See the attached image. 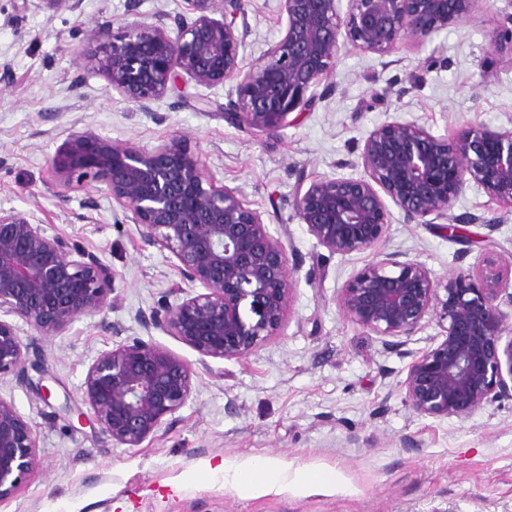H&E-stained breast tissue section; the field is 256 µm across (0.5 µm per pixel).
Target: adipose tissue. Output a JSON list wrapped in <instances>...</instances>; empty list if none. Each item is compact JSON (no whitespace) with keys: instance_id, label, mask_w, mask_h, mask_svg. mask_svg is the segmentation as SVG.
Wrapping results in <instances>:
<instances>
[{"instance_id":"obj_1","label":"adipose tissue","mask_w":512,"mask_h":512,"mask_svg":"<svg viewBox=\"0 0 512 512\" xmlns=\"http://www.w3.org/2000/svg\"><path fill=\"white\" fill-rule=\"evenodd\" d=\"M224 481L239 492L249 496H260L276 489L281 483H288L295 492H309L316 480L302 470H287L282 464L264 457H257L239 466L224 469Z\"/></svg>"}]
</instances>
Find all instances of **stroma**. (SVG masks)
I'll return each mask as SVG.
<instances>
[{
  "label": "stroma",
  "instance_id": "obj_1",
  "mask_svg": "<svg viewBox=\"0 0 512 512\" xmlns=\"http://www.w3.org/2000/svg\"><path fill=\"white\" fill-rule=\"evenodd\" d=\"M80 0L76 11L48 10L43 0H0V209L68 236L111 266L113 308L83 316L61 335L31 337L41 352L28 380L0 378V395L38 433L39 469L0 501V512H512V395L466 420L417 415L402 386L414 355L440 329L427 317L410 336L368 334L342 315L337 292L376 253L418 260L438 281L475 263L486 241L512 251V215L495 226L497 204L464 189L451 221L404 223L393 211L376 250L332 255L318 245L293 205L299 175L360 177L368 134L392 121H413L452 136L467 122L512 128V51L496 33L512 0H476L469 19L432 38L401 40L380 56L348 48L336 89L314 87L315 105L271 137L224 121L228 86L191 79L142 112L73 53L86 30L105 33L137 18L184 12V0ZM245 63L258 60L286 28L279 0H251ZM130 140L151 150L185 135L217 185L239 190L285 242L294 268V298L280 336L241 359L202 364L190 346L144 329L150 312L179 282L175 258L143 246L106 186L73 176L55 185L49 160L76 130ZM140 338L191 365L193 395L177 423L140 447L112 444L81 424L74 406L90 364L104 351ZM411 438L415 447H403ZM257 456L283 460L314 475L335 474L327 494L283 490L245 497L216 468Z\"/></svg>",
  "mask_w": 512,
  "mask_h": 512
}]
</instances>
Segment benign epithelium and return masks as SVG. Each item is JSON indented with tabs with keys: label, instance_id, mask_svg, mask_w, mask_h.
Instances as JSON below:
<instances>
[{
	"label": "benign epithelium",
	"instance_id": "obj_1",
	"mask_svg": "<svg viewBox=\"0 0 512 512\" xmlns=\"http://www.w3.org/2000/svg\"><path fill=\"white\" fill-rule=\"evenodd\" d=\"M249 2L185 0L187 14L129 22L108 43L91 28L74 54L144 112L186 76L209 87L229 82L224 120L271 134L312 106L307 92L330 79L343 48L388 55L404 38L425 39L466 19L474 0H347L344 14L340 0H280L284 35L246 67L247 27L235 22ZM360 159L359 178L302 177L295 187L299 219L332 255L376 247L391 224L390 202L407 224L448 219L469 184L512 214V129L472 123L437 138L413 122L392 121L370 132ZM49 165L59 186L78 170L92 171L123 205L142 243L168 251L182 282L200 286L194 293L174 287L175 300L141 317L145 327L161 328L204 359L244 358L280 335L294 292L286 244L239 191L214 184L185 136L147 151L75 131ZM113 279L112 267L68 237L0 209V314L36 336H58L75 319L112 309ZM337 303L378 337L410 336L436 316L440 333L414 357L403 382L418 415L465 420L512 392V338L501 344L509 320L503 307L512 309L511 252L489 244L471 269L444 284L420 261L386 254L351 276ZM34 353L15 324L0 319V377L23 382ZM192 393L189 364L138 339L94 360L82 387L90 414L74 411L113 444L137 448L170 427ZM39 465L35 429L0 394V501Z\"/></svg>",
	"mask_w": 512,
	"mask_h": 512
}]
</instances>
